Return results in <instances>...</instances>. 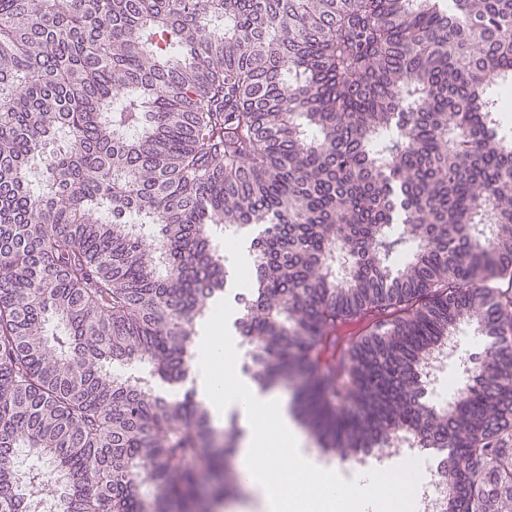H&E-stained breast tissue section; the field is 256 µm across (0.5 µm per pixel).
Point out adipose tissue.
<instances>
[{"label":"adipose tissue","instance_id":"obj_1","mask_svg":"<svg viewBox=\"0 0 512 512\" xmlns=\"http://www.w3.org/2000/svg\"><path fill=\"white\" fill-rule=\"evenodd\" d=\"M204 341L196 359L202 395L217 412H232L244 430L237 450V467L244 477L245 496L228 506L229 512H290L299 499L293 482L271 464L273 457L292 453L299 471L316 464L303 448V438L292 423L287 407L275 392H259L235 371V347L226 320L204 327ZM399 473L358 470L344 476L323 470L316 499L323 512H413V500L401 495Z\"/></svg>","mask_w":512,"mask_h":512}]
</instances>
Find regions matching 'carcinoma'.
Listing matches in <instances>:
<instances>
[{
  "mask_svg": "<svg viewBox=\"0 0 512 512\" xmlns=\"http://www.w3.org/2000/svg\"><path fill=\"white\" fill-rule=\"evenodd\" d=\"M512 0H0V512H192L234 452L192 323L236 327L318 450L405 428L450 512H512ZM491 349L448 413L420 360ZM460 327L467 329L465 324ZM469 334L470 335H462L464 337L461 339L458 356L456 358L448 362V360L454 356L458 348V337L450 336L448 341L438 345L420 363L417 372L419 385L426 391L424 402L430 404V406L435 409L447 408V403L443 404L435 398L438 386L444 382L447 373L451 377H460L465 381L468 379L467 374L462 371L460 360L467 358L469 353L475 351L479 342L485 341L481 339L479 335V337L472 339L468 337L473 336L470 331Z\"/></svg>",
  "mask_w": 512,
  "mask_h": 512,
  "instance_id": "1",
  "label": "carcinoma"
}]
</instances>
